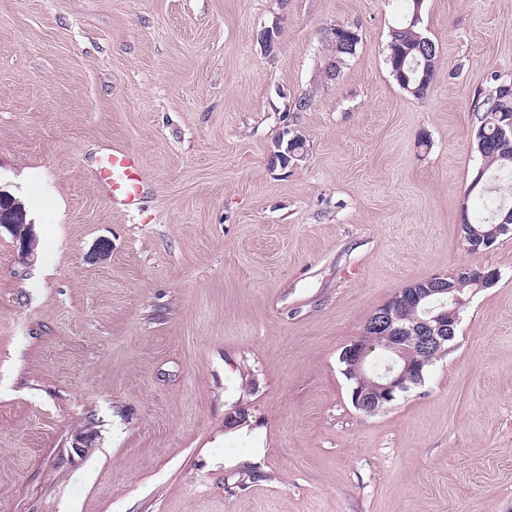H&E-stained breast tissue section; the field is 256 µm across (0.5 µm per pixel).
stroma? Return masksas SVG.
<instances>
[{
	"label": "stroma",
	"instance_id": "35a3bbf8",
	"mask_svg": "<svg viewBox=\"0 0 512 512\" xmlns=\"http://www.w3.org/2000/svg\"><path fill=\"white\" fill-rule=\"evenodd\" d=\"M405 12L0 0V192L35 241L0 228V512H512V233L476 255L461 234L482 214L473 98L512 81V0H424L421 99L387 63ZM336 25L361 40L324 82ZM288 130L305 147L284 165ZM114 145L145 165L134 212L91 174ZM463 264L501 278L447 354L356 409L343 347Z\"/></svg>",
	"mask_w": 512,
	"mask_h": 512
}]
</instances>
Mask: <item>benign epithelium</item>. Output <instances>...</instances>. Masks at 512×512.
I'll list each match as a JSON object with an SVG mask.
<instances>
[{"mask_svg":"<svg viewBox=\"0 0 512 512\" xmlns=\"http://www.w3.org/2000/svg\"><path fill=\"white\" fill-rule=\"evenodd\" d=\"M0 227L13 232L16 237L24 240L32 236L31 228L25 220L16 219V211L12 208L0 210ZM427 295L448 298L439 302V309L428 318L413 326L415 335H402L403 329L395 326L396 316L401 312L407 295L398 290L384 305L377 308L367 320L366 336L381 332L390 337L386 350L394 356V361L383 376H375L365 368L368 349L364 343L365 336H359L344 347L341 360L347 363L345 375L352 382L351 399L353 405L362 411L372 414L383 408L385 404L396 398V393L408 389L412 365L402 343L413 342L420 352L421 363L431 362L437 357L443 345L453 338L454 324L458 321L459 310L466 300L453 293L448 279L441 275L427 278Z\"/></svg>","mask_w":512,"mask_h":512,"instance_id":"obj_1","label":"benign epithelium"}]
</instances>
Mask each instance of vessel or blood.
Segmentation results:
<instances>
[{
	"label": "vessel or blood",
	"instance_id": "vessel-or-blood-1",
	"mask_svg": "<svg viewBox=\"0 0 512 512\" xmlns=\"http://www.w3.org/2000/svg\"><path fill=\"white\" fill-rule=\"evenodd\" d=\"M95 182L109 198L127 209H138L143 196L144 168L139 154L126 148L100 151L93 166Z\"/></svg>",
	"mask_w": 512,
	"mask_h": 512
}]
</instances>
